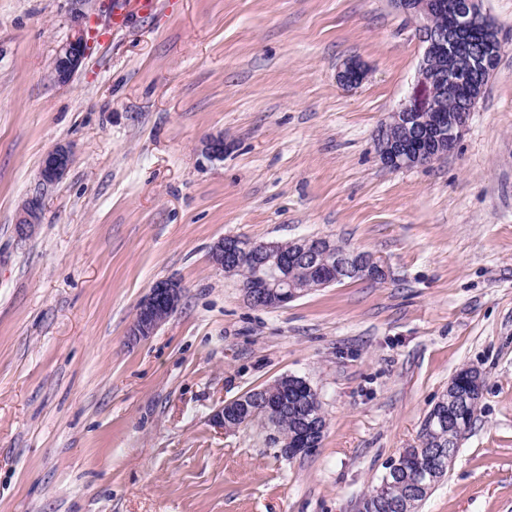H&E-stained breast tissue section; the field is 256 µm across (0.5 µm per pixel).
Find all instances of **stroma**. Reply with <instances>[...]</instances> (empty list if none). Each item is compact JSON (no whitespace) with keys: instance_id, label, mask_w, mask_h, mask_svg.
Returning a JSON list of instances; mask_svg holds the SVG:
<instances>
[{"instance_id":"stroma-1","label":"stroma","mask_w":512,"mask_h":512,"mask_svg":"<svg viewBox=\"0 0 512 512\" xmlns=\"http://www.w3.org/2000/svg\"><path fill=\"white\" fill-rule=\"evenodd\" d=\"M112 2L60 86L69 0H0V512H357L464 366L478 420L417 512H512V0H483L502 53L456 148L398 172L376 132L424 46L391 0H123L117 27ZM59 143L72 164L19 235ZM229 235H325L387 276L255 308L212 261ZM164 279L178 311L129 341ZM285 374L321 395L316 453L213 423ZM368 71L355 60L348 61L337 75L338 83L346 88L361 85L367 78Z\"/></svg>"}]
</instances>
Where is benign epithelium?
Returning a JSON list of instances; mask_svg holds the SVG:
<instances>
[{"label":"benign epithelium","mask_w":512,"mask_h":512,"mask_svg":"<svg viewBox=\"0 0 512 512\" xmlns=\"http://www.w3.org/2000/svg\"><path fill=\"white\" fill-rule=\"evenodd\" d=\"M92 0H71L72 34L56 51L50 68L54 83L69 84L91 49L86 25ZM412 21L425 45L419 66V83L425 90L421 99L403 104L384 121L376 134V144L383 164L391 171H401L431 164L453 151L465 129L467 119L484 89V77L493 72L502 52L498 31L483 11L482 0H391ZM368 71L355 60L338 72V83L346 88L361 85ZM450 97L455 109L444 111L440 101ZM200 155L212 163L224 159V137L210 136L202 141ZM72 162V149L58 144L46 153L37 175L34 192L23 202L17 220L20 235H28L40 223L43 192L58 183ZM251 253L262 259L265 269L246 288L243 299L252 306L280 308L300 296L288 287L289 271L303 264L317 286L324 288L340 279V274L354 271L372 279L387 276L385 266L373 255L360 251L336 252L335 243L326 237L312 236L294 240L288 251L275 242L247 241L225 236L213 248L218 268H230L243 255ZM182 286L174 280L156 282L140 301L129 336L135 340L153 335L178 309ZM321 401L319 392L308 381L285 375L275 382L225 402L213 414V421L229 431L228 422L252 403L262 405V414L277 421L288 407L298 411V425L293 436L283 437L269 428L267 439L278 453L289 460L316 452L318 438L325 432L326 421H309L302 414L305 402ZM406 512L404 505L388 499L375 503L362 501L359 512Z\"/></svg>","instance_id":"1"}]
</instances>
